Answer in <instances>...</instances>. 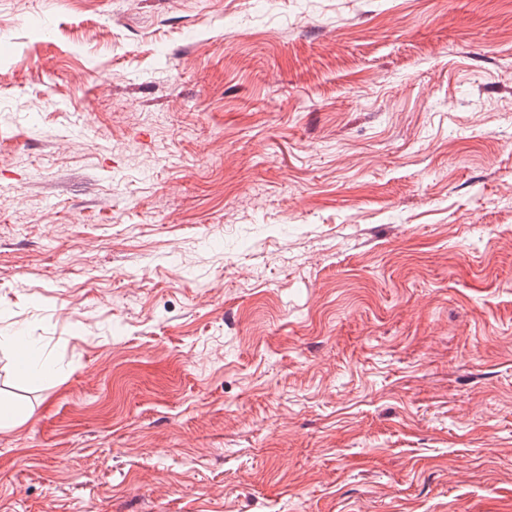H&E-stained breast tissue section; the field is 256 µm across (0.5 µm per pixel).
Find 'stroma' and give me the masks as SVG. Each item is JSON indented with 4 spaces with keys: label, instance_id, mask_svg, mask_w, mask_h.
Listing matches in <instances>:
<instances>
[{
    "label": "stroma",
    "instance_id": "1",
    "mask_svg": "<svg viewBox=\"0 0 512 512\" xmlns=\"http://www.w3.org/2000/svg\"><path fill=\"white\" fill-rule=\"evenodd\" d=\"M17 332L0 512H512V0H0ZM2 340L13 345L14 349L19 354L18 366L28 376L32 378H39L43 375V367L33 353V347L26 340L24 336H0V344Z\"/></svg>",
    "mask_w": 512,
    "mask_h": 512
}]
</instances>
